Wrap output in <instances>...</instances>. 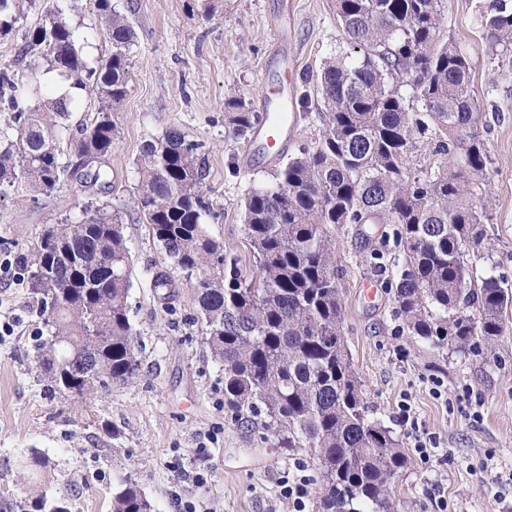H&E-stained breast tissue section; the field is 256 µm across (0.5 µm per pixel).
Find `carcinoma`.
<instances>
[{
	"label": "carcinoma",
	"instance_id": "cac0c4a2",
	"mask_svg": "<svg viewBox=\"0 0 512 512\" xmlns=\"http://www.w3.org/2000/svg\"><path fill=\"white\" fill-rule=\"evenodd\" d=\"M36 0H0V34L23 21ZM44 22L27 32L25 53L67 82L40 102L18 72L0 66V194L23 183L50 196L70 178L106 181L86 171L106 159L119 130L114 107L128 95L133 33L112 0H94L107 59L91 63L65 13L74 0H42ZM443 0H335L352 61L325 63L316 80L320 134L244 199V237L256 275L205 227L217 216L203 189L201 144L171 127L145 141L136 160V214L171 265L195 280L205 343L222 371L224 407L256 424L277 447L313 456L321 512H398L392 481L407 464L392 430L371 414L344 331L336 230L350 224L379 246L371 263L394 288L402 329L441 352L465 353L473 337L493 350L512 308V286L488 259L482 195L489 155L477 129L470 65L437 36ZM494 44L512 43V4L497 0L485 19ZM92 90V119L72 125L76 98ZM224 116L225 134L244 139L264 120L243 101ZM427 139L445 156L410 174L407 155ZM127 213L99 199L81 217L42 235L30 270L48 336L35 345L53 391L85 398L136 375L139 362L127 304ZM402 258L390 262L389 243ZM112 257V270L94 263ZM37 512H70L63 497L38 498ZM112 512H155L124 482Z\"/></svg>",
	"mask_w": 512,
	"mask_h": 512
}]
</instances>
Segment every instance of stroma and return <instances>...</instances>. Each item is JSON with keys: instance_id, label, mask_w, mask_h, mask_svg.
<instances>
[{"instance_id": "stroma-1", "label": "stroma", "mask_w": 512, "mask_h": 512, "mask_svg": "<svg viewBox=\"0 0 512 512\" xmlns=\"http://www.w3.org/2000/svg\"><path fill=\"white\" fill-rule=\"evenodd\" d=\"M134 31L131 81L117 107L119 136L105 160L109 183L97 198L127 211L131 256L130 316L138 332L140 370L95 394L87 410L48 390L37 369L34 339L45 327L28 279L0 278V512H22L40 494L64 496L71 512H112L120 480L137 483L157 512H292L278 496L283 477H315L306 454L277 449L265 431L236 423L224 410L221 370L204 342L197 290L171 267L144 220L132 213L135 158L143 141L179 128L203 143L204 190L216 211L211 237L253 263L244 240L243 200L270 185L271 174L311 144L321 123L310 104V78L325 60L352 53L334 0H113ZM493 0H444L441 39L471 66L476 123L490 163L483 197L494 259L512 279V45L491 44L484 15ZM39 6L0 36V66L12 65L29 90L50 96L45 65L19 53L25 31L41 24ZM67 19L90 61L111 47L100 35L93 0H78ZM294 75L297 125L287 146L255 135L228 138L224 114L233 98L264 112L262 92ZM90 196L72 184L48 197L19 186L0 195V259L31 265L52 224L79 217ZM349 353L375 417L390 426L407 454L394 495L399 512H512V322L494 355L443 354L397 331L393 292L363 255L351 231L336 232ZM171 292L155 289L158 274ZM410 404L411 419L398 418ZM112 423L114 433L98 428ZM431 442L429 463L414 451ZM52 467L31 477L19 461L31 451Z\"/></svg>"}]
</instances>
